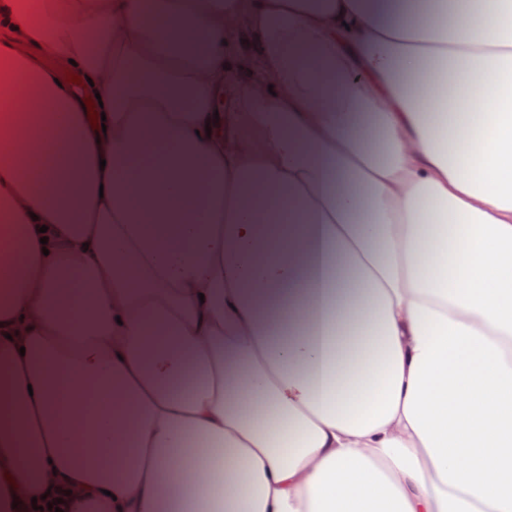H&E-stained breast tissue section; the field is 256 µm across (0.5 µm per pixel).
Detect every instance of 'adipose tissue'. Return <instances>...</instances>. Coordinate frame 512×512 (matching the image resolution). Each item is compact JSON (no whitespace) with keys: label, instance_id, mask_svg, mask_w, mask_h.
Listing matches in <instances>:
<instances>
[{"label":"adipose tissue","instance_id":"obj_1","mask_svg":"<svg viewBox=\"0 0 512 512\" xmlns=\"http://www.w3.org/2000/svg\"><path fill=\"white\" fill-rule=\"evenodd\" d=\"M1 103L0 512H512V0H0ZM255 52V47L249 41L233 44L225 49L224 80L232 84H244L249 77L248 60Z\"/></svg>","mask_w":512,"mask_h":512}]
</instances>
